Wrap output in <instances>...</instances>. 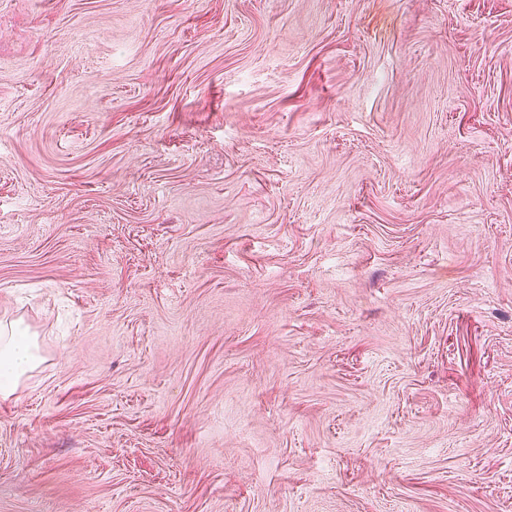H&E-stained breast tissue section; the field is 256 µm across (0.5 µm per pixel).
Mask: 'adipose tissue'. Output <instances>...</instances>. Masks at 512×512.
I'll use <instances>...</instances> for the list:
<instances>
[{"label":"adipose tissue","instance_id":"1","mask_svg":"<svg viewBox=\"0 0 512 512\" xmlns=\"http://www.w3.org/2000/svg\"><path fill=\"white\" fill-rule=\"evenodd\" d=\"M37 343L20 323L0 328V397H11L21 380L41 363Z\"/></svg>","mask_w":512,"mask_h":512}]
</instances>
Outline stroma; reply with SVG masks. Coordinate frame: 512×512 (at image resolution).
<instances>
[{
  "instance_id": "35a3bbf8",
  "label": "stroma",
  "mask_w": 512,
  "mask_h": 512,
  "mask_svg": "<svg viewBox=\"0 0 512 512\" xmlns=\"http://www.w3.org/2000/svg\"><path fill=\"white\" fill-rule=\"evenodd\" d=\"M0 512H512V0H0ZM9 328V329H8ZM43 362L37 343L20 322L0 329V396L11 397L21 380Z\"/></svg>"
}]
</instances>
